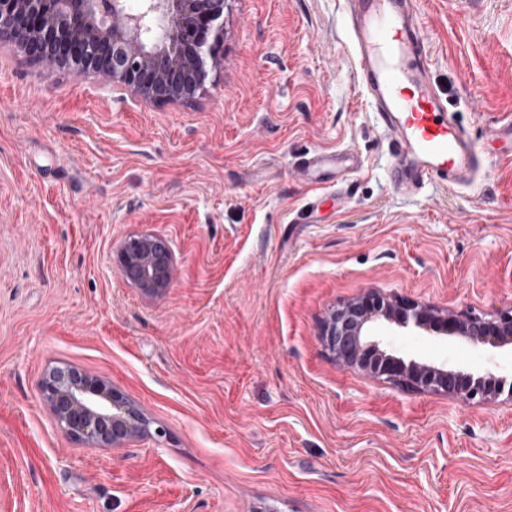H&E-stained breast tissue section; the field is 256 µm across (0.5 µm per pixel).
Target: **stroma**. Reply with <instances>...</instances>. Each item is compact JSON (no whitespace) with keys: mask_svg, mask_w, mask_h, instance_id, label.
<instances>
[{"mask_svg":"<svg viewBox=\"0 0 512 512\" xmlns=\"http://www.w3.org/2000/svg\"><path fill=\"white\" fill-rule=\"evenodd\" d=\"M432 75L483 156L474 184L389 181L342 0H231L218 67L145 104L0 46V512H512V402L466 404L336 365L320 326L369 290L453 314L512 305V0H417ZM343 150L321 186L295 166ZM166 237L171 287L115 264ZM405 359L467 341L391 327ZM68 364L161 437L90 449L39 383ZM359 160L354 156L338 152H317L303 160L297 167L298 176L307 183L323 181L319 173L334 170L336 180L343 178L349 170L358 167ZM116 258L122 279L144 294L158 295L170 287L176 256L165 237L130 235L120 243Z\"/></svg>","mask_w":512,"mask_h":512,"instance_id":"35a3bbf8","label":"stroma"}]
</instances>
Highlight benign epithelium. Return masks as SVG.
<instances>
[{
    "label": "benign epithelium",
    "instance_id": "7a95c632",
    "mask_svg": "<svg viewBox=\"0 0 512 512\" xmlns=\"http://www.w3.org/2000/svg\"><path fill=\"white\" fill-rule=\"evenodd\" d=\"M229 0H0V44L17 46L50 70L94 73L100 84L131 92L143 103L194 97L218 60ZM122 279L146 295L171 285L175 252L155 233L130 235L116 250ZM470 341L485 355L479 373L448 362L405 360L389 350L391 325ZM320 340L337 364L419 392L445 394L466 403L512 402L500 351L512 349V306L489 319L442 314L378 291H367L332 310ZM56 424L70 438L93 448L160 437L162 430L134 402L105 381L78 368H49L40 384Z\"/></svg>",
    "mask_w": 512,
    "mask_h": 512
}]
</instances>
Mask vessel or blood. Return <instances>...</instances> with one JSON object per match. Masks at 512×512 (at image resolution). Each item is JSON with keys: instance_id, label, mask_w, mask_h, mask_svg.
Segmentation results:
<instances>
[{"instance_id": "b4317fda", "label": "vessel or blood", "mask_w": 512, "mask_h": 512, "mask_svg": "<svg viewBox=\"0 0 512 512\" xmlns=\"http://www.w3.org/2000/svg\"><path fill=\"white\" fill-rule=\"evenodd\" d=\"M349 48L358 86L390 140L395 189L417 193L426 183L471 182L480 168L477 146L433 82L415 0H344ZM357 158L317 152L297 167L307 183L323 171L343 178Z\"/></svg>"}]
</instances>
